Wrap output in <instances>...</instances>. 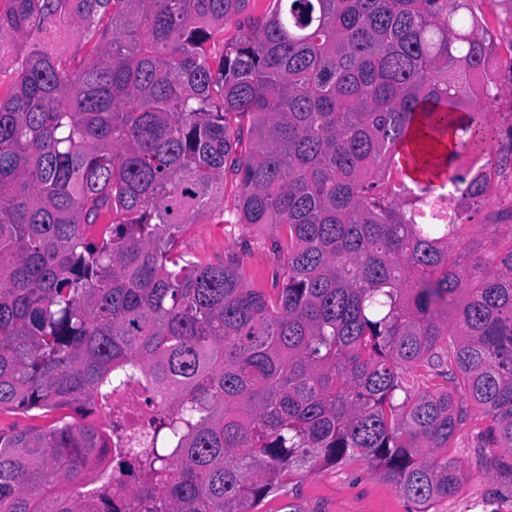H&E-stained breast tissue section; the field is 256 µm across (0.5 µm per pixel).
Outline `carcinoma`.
<instances>
[{
    "label": "carcinoma",
    "instance_id": "cac0c4a2",
    "mask_svg": "<svg viewBox=\"0 0 512 512\" xmlns=\"http://www.w3.org/2000/svg\"><path fill=\"white\" fill-rule=\"evenodd\" d=\"M251 2L0 7V412L83 418L0 432V512H254L351 461L430 512L466 401L474 452L512 450V246H449L512 173L492 26L473 0ZM205 214L248 250L279 232L276 295L179 249ZM136 379L160 410L134 454L85 418ZM102 457L128 502L85 488Z\"/></svg>",
    "mask_w": 512,
    "mask_h": 512
}]
</instances>
